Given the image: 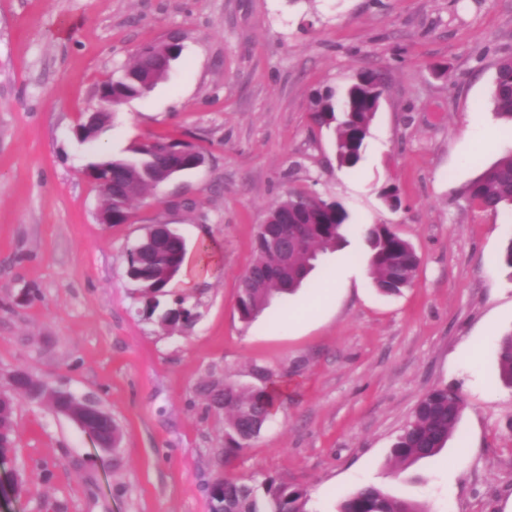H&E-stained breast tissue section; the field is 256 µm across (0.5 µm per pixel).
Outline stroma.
<instances>
[{
	"mask_svg": "<svg viewBox=\"0 0 512 512\" xmlns=\"http://www.w3.org/2000/svg\"><path fill=\"white\" fill-rule=\"evenodd\" d=\"M178 34L167 80L120 106L91 143L73 130L100 83L139 48ZM512 56V0H0V391L18 369L107 410L120 432L102 452L70 418L15 399L16 451L0 481L24 490L0 512H211L216 477L272 476L336 512L359 487L428 512L512 507V387L498 344L512 332V209L461 196L512 152L490 106ZM386 89L355 170L313 121L316 95L356 73ZM170 134L204 164L148 191L126 223L103 224L84 176L99 151ZM396 187L399 209L384 202ZM342 204L344 247L252 323L236 311L257 227L289 189ZM184 237L191 265L166 302L189 326L146 318L128 252L148 225ZM390 224L414 247L410 288L380 294L364 228ZM215 258L201 260L200 243ZM283 382L249 446L221 455L224 416L201 389ZM457 389L465 407L446 447L399 471L389 452L420 399Z\"/></svg>",
	"mask_w": 512,
	"mask_h": 512,
	"instance_id": "stroma-1",
	"label": "stroma"
}]
</instances>
